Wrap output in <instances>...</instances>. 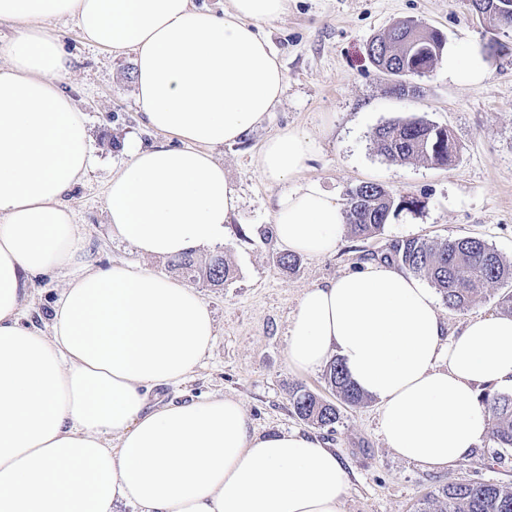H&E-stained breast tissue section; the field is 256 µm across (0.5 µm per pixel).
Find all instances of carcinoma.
<instances>
[{"label":"carcinoma","mask_w":512,"mask_h":512,"mask_svg":"<svg viewBox=\"0 0 512 512\" xmlns=\"http://www.w3.org/2000/svg\"><path fill=\"white\" fill-rule=\"evenodd\" d=\"M404 23L394 25L386 38L373 51L386 59L391 71L407 63L400 31ZM445 42L437 31L425 33L422 47L436 61L444 52ZM379 153L388 161H422L446 166L456 153L450 132L423 118L398 120L380 126L376 131ZM418 205V201L395 196L375 183H363L349 192L346 209L347 225L361 237L373 236L383 230L391 214ZM384 259L397 263L406 271L428 278L451 309H462L493 284L512 281V265L484 240L465 236L446 242L405 238L391 243ZM171 267L192 280H202L213 287L224 285L232 269L218 252L205 260L189 251L170 261ZM328 385L346 405H357L364 395L351 381L341 362H330L326 371ZM481 403L491 419V439L500 448H512V393L485 394ZM294 414L308 423L327 427L340 416L337 405L318 395L297 388L292 402ZM417 512H512V489L493 482L460 481L445 485L424 499Z\"/></svg>","instance_id":"cac0c4a2"}]
</instances>
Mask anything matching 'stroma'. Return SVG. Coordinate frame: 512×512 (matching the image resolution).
<instances>
[{
	"label": "stroma",
	"mask_w": 512,
	"mask_h": 512,
	"mask_svg": "<svg viewBox=\"0 0 512 512\" xmlns=\"http://www.w3.org/2000/svg\"><path fill=\"white\" fill-rule=\"evenodd\" d=\"M406 19L441 31L450 45L494 39L506 49L490 58L482 86L451 81L437 66L419 79V95L400 98L372 64L368 46ZM48 26L72 61L61 87L85 117L95 157L71 198L81 243L98 266L144 262L171 275L167 260L144 261L113 235L107 220L105 189L125 159L126 143L147 147L163 139L143 124L135 104L133 56L85 43L69 19ZM260 31L282 66L285 93L245 138L213 150L240 196L222 246L233 276L219 288L193 284L213 313L215 344L184 386L153 389L151 403L231 395L242 402L257 433L319 436L349 475L344 512H415L426 495L459 481L490 480L512 488V448L490 439L442 469L401 458L379 435L378 405L371 398L341 406L339 421L327 428L298 419L292 408L296 388L330 402L336 394L325 368L300 373L287 362V329L303 293L379 260L394 240L475 236L512 262V27L490 26L469 0H288L286 14L261 24ZM414 116L451 132L457 145L451 164L390 162L378 153L376 129ZM292 129L317 144L303 178L319 181L342 201L355 186L378 183L416 198L417 207L391 217L371 237L343 231L333 254L303 255L294 270L283 269L270 229L280 188L262 177L259 156L269 137ZM504 292L502 286L489 287L485 297L462 310L439 304L445 336L458 335L474 317L502 314Z\"/></svg>",
	"instance_id": "stroma-1"
}]
</instances>
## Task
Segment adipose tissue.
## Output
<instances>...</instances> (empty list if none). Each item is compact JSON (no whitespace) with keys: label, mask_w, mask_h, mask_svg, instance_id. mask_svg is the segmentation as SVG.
Here are the masks:
<instances>
[{"label":"adipose tissue","mask_w":512,"mask_h":512,"mask_svg":"<svg viewBox=\"0 0 512 512\" xmlns=\"http://www.w3.org/2000/svg\"><path fill=\"white\" fill-rule=\"evenodd\" d=\"M288 0H0L18 22L0 43V512H343L348 474L318 437L255 433L240 400L151 405L211 349L208 305L140 265L93 266L65 197L90 165L83 114L59 80L69 60L49 20L70 18L90 45L132 52L135 100L163 133L127 144L106 205L113 233L141 256L175 258L223 242L238 197L215 146L242 139L285 91L260 33ZM449 80L483 83L481 45L451 47ZM316 149L305 132L269 138L263 178L281 185L273 232L284 250L333 253L345 207L299 181ZM65 278L44 324L26 304L33 277ZM433 292L389 262L310 288L291 319L288 364L337 356L379 407V433L430 468L467 459L489 434L474 389L512 388V317L485 316L443 341Z\"/></svg>","instance_id":"adipose-tissue-1"}]
</instances>
